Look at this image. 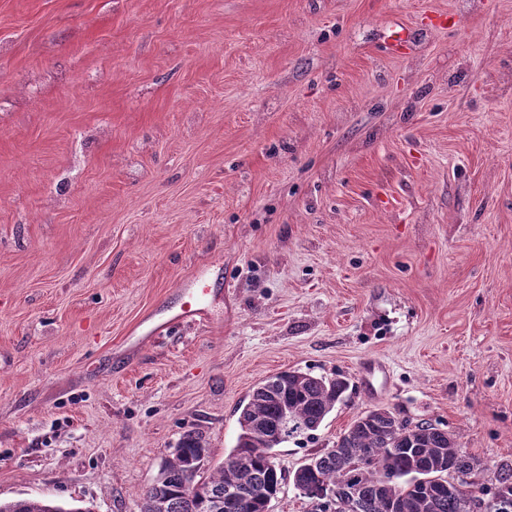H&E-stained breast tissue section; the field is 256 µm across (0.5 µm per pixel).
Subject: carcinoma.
Here are the masks:
<instances>
[{
	"label": "carcinoma",
	"mask_w": 512,
	"mask_h": 512,
	"mask_svg": "<svg viewBox=\"0 0 512 512\" xmlns=\"http://www.w3.org/2000/svg\"><path fill=\"white\" fill-rule=\"evenodd\" d=\"M345 379L301 371L262 380L238 408L239 434L227 459L209 478L201 477L208 458L203 434L179 438L159 477L139 497V512H269L284 477L277 462L259 447L283 443L288 436L311 435L342 400ZM478 461L461 451L448 432L429 422L402 420L387 408L357 417L330 451L307 458L292 474L300 493L323 494L326 505L340 501V512H471L455 487ZM489 512H512V466L497 468ZM0 512H87L49 499L0 502Z\"/></svg>",
	"instance_id": "obj_1"
}]
</instances>
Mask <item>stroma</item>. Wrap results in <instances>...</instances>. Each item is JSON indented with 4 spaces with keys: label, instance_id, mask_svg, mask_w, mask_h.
Here are the masks:
<instances>
[{
    "label": "stroma",
    "instance_id": "obj_1",
    "mask_svg": "<svg viewBox=\"0 0 512 512\" xmlns=\"http://www.w3.org/2000/svg\"><path fill=\"white\" fill-rule=\"evenodd\" d=\"M284 370L350 387L270 512L376 408L512 464V0H0V501L138 512ZM213 293L210 283L201 282L197 288L188 289V300H186L180 309V313L169 321L153 328L152 332L167 329L166 325L172 326L185 321H194L205 319L207 309L206 301Z\"/></svg>",
    "mask_w": 512,
    "mask_h": 512
}]
</instances>
